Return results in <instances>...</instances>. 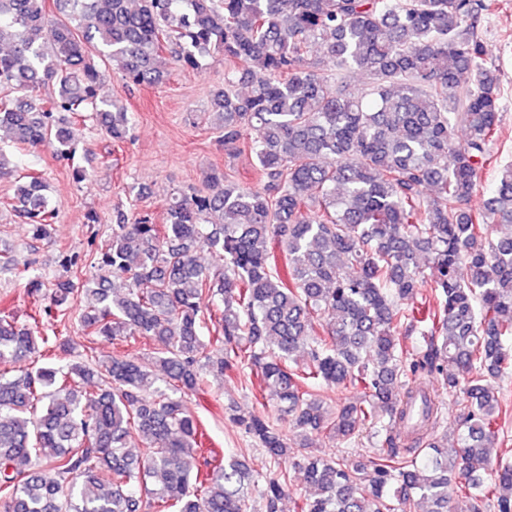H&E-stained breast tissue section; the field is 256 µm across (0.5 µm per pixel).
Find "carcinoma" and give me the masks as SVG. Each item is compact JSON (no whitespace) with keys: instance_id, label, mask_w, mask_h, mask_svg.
Masks as SVG:
<instances>
[{"instance_id":"1","label":"carcinoma","mask_w":512,"mask_h":512,"mask_svg":"<svg viewBox=\"0 0 512 512\" xmlns=\"http://www.w3.org/2000/svg\"><path fill=\"white\" fill-rule=\"evenodd\" d=\"M56 2L62 19L45 0H0V88L20 94L0 96V127L18 143L69 160V116L81 112L124 141L132 116L99 96L103 58L127 82L155 85L171 64L195 69L222 52L212 115L225 143L255 155L264 185L211 172L207 191L170 198L162 225L117 212L96 274L50 288L30 279L38 313L83 294L89 343L138 336L157 348L146 362H101L90 346L78 361L35 368L27 360L40 347L75 341L0 317V363L18 365L0 373V512H250L258 478L245 462L205 458L191 469L199 424L177 397L203 390L207 372L247 369L298 437L267 412L233 420L275 462L304 472L315 494L300 512H412L417 501L452 512L459 495L472 512L488 496L512 512V462L497 453L501 401L484 384L512 373V164L483 207L471 205L499 131L500 80L477 33L490 4ZM356 70L371 82L354 91ZM457 126L468 131L462 147ZM20 179L17 212L44 239L58 211L41 174ZM202 249L221 272L199 263ZM111 275L125 283L110 285ZM216 298L206 343L204 309ZM428 374L457 393L451 445L427 434L438 417ZM314 381L362 396L329 404ZM133 429L145 448L128 446ZM367 429L385 433L378 458L300 455L314 433L348 443ZM420 443L421 457L392 465ZM287 492L285 473L264 476L265 512H279Z\"/></svg>"}]
</instances>
